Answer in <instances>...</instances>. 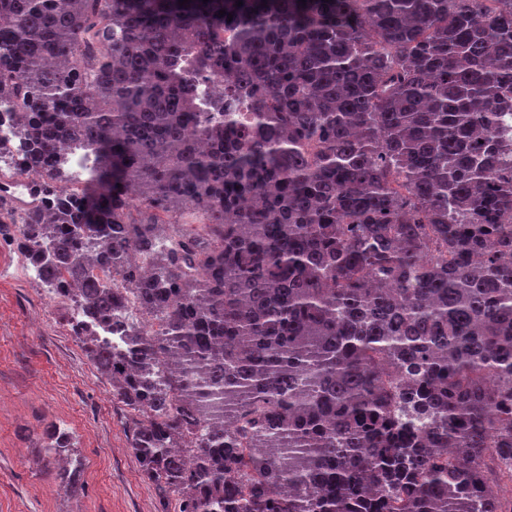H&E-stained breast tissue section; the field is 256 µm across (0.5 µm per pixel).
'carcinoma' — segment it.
Listing matches in <instances>:
<instances>
[{
  "label": "carcinoma",
  "mask_w": 512,
  "mask_h": 512,
  "mask_svg": "<svg viewBox=\"0 0 512 512\" xmlns=\"http://www.w3.org/2000/svg\"><path fill=\"white\" fill-rule=\"evenodd\" d=\"M242 2L0 0V126L49 171L0 224L160 322L71 330L164 512H512V0ZM76 316L78 324L81 326H88L94 330V333L99 336L102 343L112 346V351L123 349L127 343L126 336H124L123 326H116L118 324L112 319V326L110 323H98L90 318L84 317L79 313Z\"/></svg>",
  "instance_id": "carcinoma-1"
}]
</instances>
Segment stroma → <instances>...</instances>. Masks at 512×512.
I'll return each mask as SVG.
<instances>
[{"mask_svg":"<svg viewBox=\"0 0 512 512\" xmlns=\"http://www.w3.org/2000/svg\"><path fill=\"white\" fill-rule=\"evenodd\" d=\"M11 232L0 235V512H158L124 432L125 407L71 331L67 311L20 273ZM74 435L86 482L54 491L40 467L44 431Z\"/></svg>","mask_w":512,"mask_h":512,"instance_id":"35a3bbf8","label":"stroma"}]
</instances>
